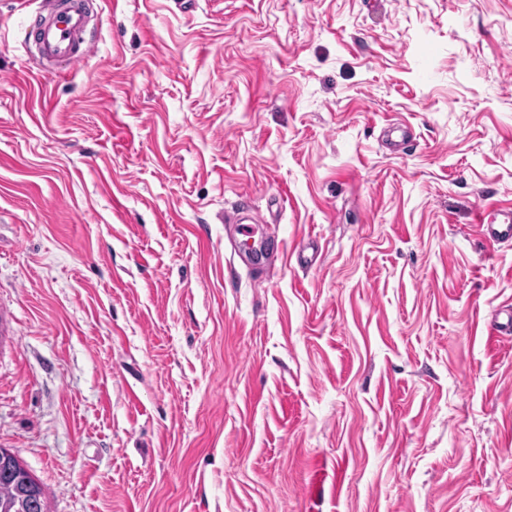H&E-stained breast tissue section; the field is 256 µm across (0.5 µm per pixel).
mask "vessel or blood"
<instances>
[{"label": "vessel or blood", "instance_id": "vessel-or-blood-1", "mask_svg": "<svg viewBox=\"0 0 512 512\" xmlns=\"http://www.w3.org/2000/svg\"><path fill=\"white\" fill-rule=\"evenodd\" d=\"M88 24L86 0H54L51 8L36 13L25 36L35 44L41 59L76 65L96 51L95 44L86 38ZM486 218L483 210L476 215L481 233L494 244H512V210L502 212L494 224L487 223Z\"/></svg>", "mask_w": 512, "mask_h": 512}]
</instances>
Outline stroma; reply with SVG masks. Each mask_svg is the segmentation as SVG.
<instances>
[{
  "label": "stroma",
  "instance_id": "35a3bbf8",
  "mask_svg": "<svg viewBox=\"0 0 512 512\" xmlns=\"http://www.w3.org/2000/svg\"><path fill=\"white\" fill-rule=\"evenodd\" d=\"M90 3L43 66L0 0V448L49 512H512V0ZM501 216L497 224H485L487 212L480 210L476 215V223L481 233L493 244H512V210L499 211Z\"/></svg>",
  "mask_w": 512,
  "mask_h": 512
}]
</instances>
